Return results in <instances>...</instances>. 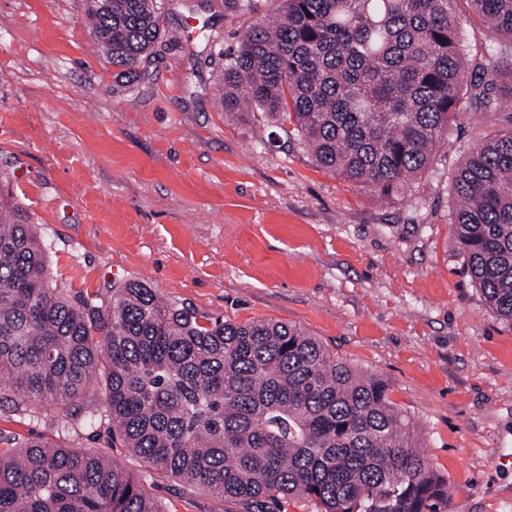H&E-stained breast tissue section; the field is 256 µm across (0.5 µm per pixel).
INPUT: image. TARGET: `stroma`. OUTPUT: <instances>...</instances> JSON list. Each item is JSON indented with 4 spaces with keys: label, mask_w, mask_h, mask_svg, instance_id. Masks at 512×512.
<instances>
[{
    "label": "stroma",
    "mask_w": 512,
    "mask_h": 512,
    "mask_svg": "<svg viewBox=\"0 0 512 512\" xmlns=\"http://www.w3.org/2000/svg\"><path fill=\"white\" fill-rule=\"evenodd\" d=\"M279 8L175 0L130 82L85 0H0V175L47 240L53 287L107 300L140 280L223 320L297 326L387 382L448 479L441 512H512V326L450 223L449 176L477 120L462 115L433 167L388 198L319 168L291 125L225 111L218 91L219 48ZM63 421L0 403L2 437L97 448L143 473L106 429ZM145 487L165 512L240 510L158 471Z\"/></svg>",
    "instance_id": "stroma-1"
}]
</instances>
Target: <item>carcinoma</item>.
Instances as JSON below:
<instances>
[{
	"label": "carcinoma",
	"instance_id": "carcinoma-1",
	"mask_svg": "<svg viewBox=\"0 0 512 512\" xmlns=\"http://www.w3.org/2000/svg\"><path fill=\"white\" fill-rule=\"evenodd\" d=\"M457 0H281L220 51L224 110L290 122L322 169L381 196L428 171L462 111L480 144L451 173V226L485 302L512 325V0H467L492 34L469 47ZM164 0H87L112 64L162 36ZM96 383L106 406L71 412ZM0 393L46 402L67 430L107 426L145 467L236 501L298 496L319 512H437L448 480L411 446L385 380L276 321L236 323L144 281L50 285L47 246L0 194ZM0 512H164L95 448L3 440Z\"/></svg>",
	"mask_w": 512,
	"mask_h": 512
}]
</instances>
